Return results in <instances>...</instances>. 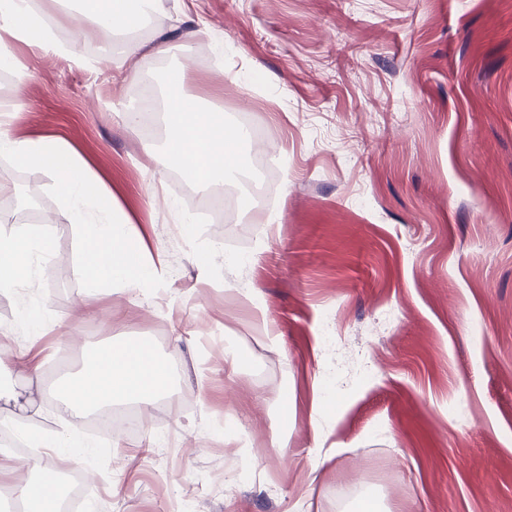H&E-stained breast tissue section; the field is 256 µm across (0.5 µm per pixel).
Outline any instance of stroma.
<instances>
[{"label": "stroma", "instance_id": "1", "mask_svg": "<svg viewBox=\"0 0 512 512\" xmlns=\"http://www.w3.org/2000/svg\"><path fill=\"white\" fill-rule=\"evenodd\" d=\"M141 55L127 35L74 28L33 0L58 43L13 45L0 106L16 138L64 140L147 229L160 288L83 302L84 250L51 175L0 154L10 236L53 223L51 256L0 288V382L38 363L40 404L0 413L7 479L35 480L23 434L68 414L63 386L104 343L138 341L171 364L170 408L85 464V512H512V0H155ZM172 50L152 52L157 42ZM158 73L150 68L157 61ZM247 115L284 162L278 205L237 245L181 225L165 133L119 111L147 74ZM46 308L34 336L20 321Z\"/></svg>", "mask_w": 512, "mask_h": 512}]
</instances>
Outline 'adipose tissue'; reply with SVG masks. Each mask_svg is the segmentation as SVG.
Listing matches in <instances>:
<instances>
[{
	"mask_svg": "<svg viewBox=\"0 0 512 512\" xmlns=\"http://www.w3.org/2000/svg\"><path fill=\"white\" fill-rule=\"evenodd\" d=\"M145 4L146 0H96L95 9L81 13L79 19L110 32L119 27L129 30L140 25ZM35 22L30 0H0V46L6 48L16 41L54 50L52 41L33 36ZM171 82L173 90L164 107L167 160L200 188H217L240 161L238 151L228 147L224 110L186 92L183 73H174ZM0 153L10 154L21 165L48 164V157H55V164H49L50 174L85 244L86 301H95L106 285L116 291L141 292L161 281L163 265L157 264L149 253L134 254L127 247L132 239L142 238L141 228L120 207L107 212L99 209L98 196L110 192L106 181L87 161L75 158L65 143L16 139L1 131ZM91 183L96 185V192L88 191ZM50 244L51 233L45 225L1 240L0 287H14L35 278L38 260L49 254ZM167 389V368L145 344L130 342L118 349H97L83 372L66 386L74 419L66 421L55 433L31 436L30 445L50 453L84 447L78 419L86 412L127 400L149 404L164 397ZM25 465L37 474L36 481L18 490L28 512H54L52 469L40 457L26 460Z\"/></svg>",
	"mask_w": 512,
	"mask_h": 512,
	"instance_id": "obj_1",
	"label": "adipose tissue"
}]
</instances>
